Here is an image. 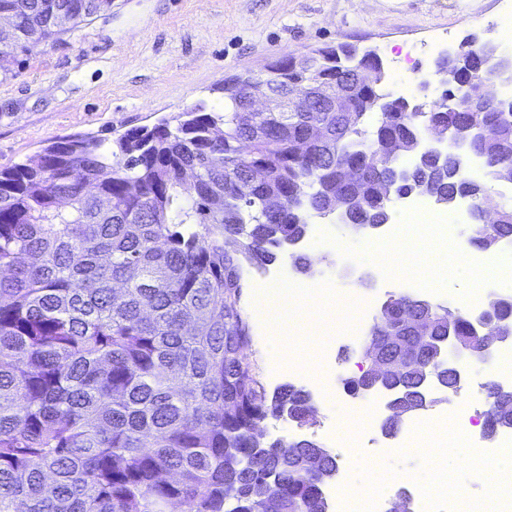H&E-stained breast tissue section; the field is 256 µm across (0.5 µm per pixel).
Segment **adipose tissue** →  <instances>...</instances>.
<instances>
[{
  "mask_svg": "<svg viewBox=\"0 0 512 512\" xmlns=\"http://www.w3.org/2000/svg\"><path fill=\"white\" fill-rule=\"evenodd\" d=\"M426 257L427 271L433 279L446 276L466 281H476L482 276L478 268L467 265L462 254L451 255L447 250L436 249L423 254L422 246L416 239L408 237L393 245L389 250L374 254L376 262L393 266L401 277L417 272L419 257ZM321 289L313 287L304 280L285 283L270 282L259 288L256 293V307L264 319L270 333V342L275 351L285 358H293L298 346L321 351L327 342L326 322H310L303 316L305 308L324 303ZM428 458L448 457L452 462H463L469 468L481 471L486 476L485 488L495 491L505 473L512 471V446L500 448L497 455L486 456L481 449L475 448L469 441L449 444L448 448H429Z\"/></svg>",
  "mask_w": 512,
  "mask_h": 512,
  "instance_id": "obj_1",
  "label": "adipose tissue"
}]
</instances>
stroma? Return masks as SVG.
<instances>
[{"label":"stroma","mask_w":512,"mask_h":512,"mask_svg":"<svg viewBox=\"0 0 512 512\" xmlns=\"http://www.w3.org/2000/svg\"><path fill=\"white\" fill-rule=\"evenodd\" d=\"M512 33V0H112L109 10L86 19L73 31L29 52H15L0 68V170L41 152L53 141L82 135L113 138L137 126H151L197 103L224 106L225 77L264 76L275 58L301 56L317 48L350 43L374 50L384 65V86L397 96L416 95L422 64L476 34L505 43ZM311 236L294 255L311 262V279L332 298L352 296L376 315L390 297L410 295L454 305L452 291H437L427 273L398 279L372 262L393 240L387 227L348 234L337 217L311 219ZM294 255H282L277 268L298 278ZM264 282L258 268L246 267L241 305L251 328L249 359L266 392L291 383L308 391L317 410L308 430L270 419L265 436L296 438L308 434L337 455L336 484L363 486L368 496L394 502L398 489L428 488L432 512H461L450 499L449 484L464 474L461 464L443 467L421 453V436H410L415 420L404 417L396 437L381 433L380 420L342 438L354 396L343 378L359 374L347 328L332 323L327 346L319 353L317 373L304 359L279 358L253 309V294ZM488 408L486 392L463 385L452 402L427 411L436 438L450 443L460 427V410L477 414ZM391 477L374 486L372 471Z\"/></svg>","instance_id":"35a3bbf8"}]
</instances>
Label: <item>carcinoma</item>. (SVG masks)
I'll list each match as a JSON object with an SVG mask.
<instances>
[{"mask_svg": "<svg viewBox=\"0 0 512 512\" xmlns=\"http://www.w3.org/2000/svg\"><path fill=\"white\" fill-rule=\"evenodd\" d=\"M112 0H0L16 24L0 64L71 31ZM330 89L349 86L359 112L309 104L307 112H247L244 87L224 79V108L203 103L170 126L120 137L55 141L0 170V512H328L323 485L337 458L309 437L263 440L265 420L315 423L311 395L292 384L267 396L253 372L251 329L240 305L244 266L264 268L285 243L302 239L308 218L336 213L348 223L385 218L375 183L447 206L473 189L464 166L484 162L499 180L512 162L511 112H443L441 104L488 74L457 68L424 112L351 72L355 47L311 55ZM275 90L299 75L270 64ZM452 127L469 153L438 158L426 148ZM263 178L253 181L256 169ZM197 172L187 185L184 172ZM512 239V208L476 223L481 249ZM414 313L433 336L453 331L472 348L487 315L512 326V295H497L474 319L409 295L387 302L368 339L379 346L396 406L405 414L459 389L448 353L402 324ZM433 376L431 391L419 387ZM372 365L342 379L354 395L376 378ZM485 438L512 430V387L490 378Z\"/></svg>", "mask_w": 512, "mask_h": 512, "instance_id": "carcinoma-1", "label": "carcinoma"}]
</instances>
